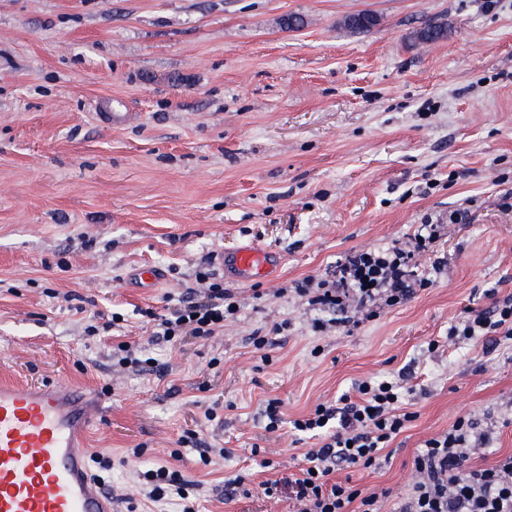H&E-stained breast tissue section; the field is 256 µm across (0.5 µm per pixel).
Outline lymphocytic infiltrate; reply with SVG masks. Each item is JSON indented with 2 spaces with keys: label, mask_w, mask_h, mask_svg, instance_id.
<instances>
[{
  "label": "lymphocytic infiltrate",
  "mask_w": 512,
  "mask_h": 512,
  "mask_svg": "<svg viewBox=\"0 0 512 512\" xmlns=\"http://www.w3.org/2000/svg\"><path fill=\"white\" fill-rule=\"evenodd\" d=\"M467 220V211L455 210L447 222L420 225L406 240L351 249L331 274L305 277L292 288H277L274 295L292 294L305 301L314 313L310 328L316 334L353 332L378 310L400 306L433 285L444 261L435 259L426 268L422 256L441 237L445 223ZM241 311V299L225 287L207 256L196 266L193 286L178 295L169 314L157 316L148 309L144 315L153 321L155 341L174 344L188 337L207 340L220 335L225 323L237 320ZM478 338L497 346L512 341V297L459 317L450 324L445 341H429L426 351L433 354L442 344ZM412 391L405 373L367 378L355 383L352 394L318 404L292 420L296 434L321 439L319 447L305 453L306 465L299 475L287 482L296 512H380L388 490L360 488L339 473L380 465L383 450L416 418L402 406ZM490 437V431L479 429L476 419L467 415L426 440L413 458L409 490L400 498L397 512H512V455L486 468L472 463L474 450L489 443ZM142 480L144 499L160 502L175 495L184 502L182 512H195L178 471L160 466L143 472Z\"/></svg>",
  "instance_id": "obj_1"
}]
</instances>
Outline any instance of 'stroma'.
<instances>
[{"instance_id":"stroma-1","label":"stroma","mask_w":512,"mask_h":512,"mask_svg":"<svg viewBox=\"0 0 512 512\" xmlns=\"http://www.w3.org/2000/svg\"><path fill=\"white\" fill-rule=\"evenodd\" d=\"M361 12L377 25L350 32ZM430 20L448 35L419 44ZM105 112L131 119L111 129ZM459 208L468 223L422 258H444L436 283L352 333L316 335L299 299L273 295ZM249 244L282 265L270 280H225L246 300L240 321L208 341L155 342L141 310L166 313L202 256ZM149 265L159 284L135 287ZM510 295L512 0H0V382L97 395L86 442L112 460L117 512H180L178 497L135 496L156 465L202 482L198 512H292L257 488L299 474L316 442L266 432L265 401L290 420L407 365L418 417L355 483L390 490L381 509L394 512L416 452L467 413L491 432L474 464H495L512 453V347L424 349ZM115 312L120 336L86 335ZM286 319L263 362L250 334ZM119 339L161 372L113 368ZM195 428L227 456L205 466L180 447ZM256 445L273 467L255 464ZM239 474L247 494L225 499Z\"/></svg>"}]
</instances>
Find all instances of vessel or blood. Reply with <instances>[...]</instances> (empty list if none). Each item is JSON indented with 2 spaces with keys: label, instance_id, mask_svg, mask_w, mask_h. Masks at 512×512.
<instances>
[{
  "label": "vessel or blood",
  "instance_id": "obj_1",
  "mask_svg": "<svg viewBox=\"0 0 512 512\" xmlns=\"http://www.w3.org/2000/svg\"><path fill=\"white\" fill-rule=\"evenodd\" d=\"M216 262L240 283L271 279L279 267L253 246L217 253ZM98 410L71 386L0 383V512H115L85 448Z\"/></svg>",
  "mask_w": 512,
  "mask_h": 512
}]
</instances>
